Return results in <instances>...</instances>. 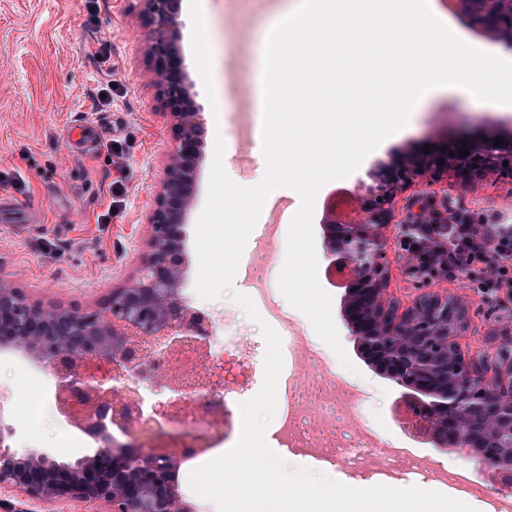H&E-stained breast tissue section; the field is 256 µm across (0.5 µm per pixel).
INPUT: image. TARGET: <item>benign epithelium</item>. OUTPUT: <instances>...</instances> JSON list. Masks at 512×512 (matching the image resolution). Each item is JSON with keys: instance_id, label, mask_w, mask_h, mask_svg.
<instances>
[{"instance_id": "obj_1", "label": "benign epithelium", "mask_w": 512, "mask_h": 512, "mask_svg": "<svg viewBox=\"0 0 512 512\" xmlns=\"http://www.w3.org/2000/svg\"><path fill=\"white\" fill-rule=\"evenodd\" d=\"M150 27L145 60L158 97L169 111L174 143L146 215L148 254L125 285L98 306L75 311L34 303L0 277V347L21 346L49 368L59 414L94 445L76 464L47 453L19 452L0 424V487L46 503L85 502L107 512H195L175 487L186 458L157 440L147 448L122 439L180 422L179 407L197 411L224 405L223 377H211L199 394L183 393L173 372L187 349L212 357L211 318L183 294L188 231L185 211L197 177L205 120L190 93L177 52L180 0H143ZM460 7L512 49V0H459ZM444 164H437L438 159ZM423 155L386 177L369 171L364 194H331L324 207V277L345 284L356 334L389 376L406 389L398 398L424 426L423 440L475 457L479 469L512 490V329L499 334L493 354L465 355L458 333L468 327L465 304L423 292L403 308L388 293L393 203L428 173L454 170L471 176L512 177V146L484 139L469 154ZM508 165H503V162ZM441 214H418L398 228L415 234L422 224H446Z\"/></svg>"}]
</instances>
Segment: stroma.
Listing matches in <instances>:
<instances>
[{
	"instance_id": "obj_1",
	"label": "stroma",
	"mask_w": 512,
	"mask_h": 512,
	"mask_svg": "<svg viewBox=\"0 0 512 512\" xmlns=\"http://www.w3.org/2000/svg\"><path fill=\"white\" fill-rule=\"evenodd\" d=\"M294 0H201L211 54L216 98L214 115L191 51L190 0H181L180 46L189 78L206 120L205 146L193 205L195 224L202 211L216 137L225 142L224 166L238 184L252 186L264 175L265 161L239 162V152L254 146L262 114L249 111L254 69L263 29L275 12ZM142 0H0V199L12 211L0 215V276L11 280L31 301L86 309L119 287L146 250L144 219L150 210L173 142L172 123L157 100L153 77L144 63L150 33L143 24ZM512 140V105L492 107L451 93L427 98L404 130L386 138L353 176L333 188H353L373 166L392 169L410 154H439L475 139ZM120 182L121 208L111 223H98L112 200L110 185ZM464 213L487 224H512V179L489 176L467 182L438 176L411 185L394 203L396 222L409 213ZM390 295L408 305L426 288L460 298L469 310V327L458 338L469 356L481 355L490 339L512 327V295L485 300L468 278L424 277L388 229ZM286 232L270 239L251 233L234 286L253 295L263 286L265 304L281 308L277 279L284 264ZM332 315L351 361L343 366L332 350L313 336L299 311L289 317L336 380V413L357 430L374 432L382 445L396 446L399 433L389 409L400 387L372 358L346 323L345 291L331 289ZM193 306L207 309L217 334L231 345L251 347L263 365L266 343L256 324L230 296L205 300L195 290ZM47 369L20 351H0V419L10 425L11 447L40 450L72 462L89 453V440L49 411ZM269 424L266 442L289 469L306 468L355 488L413 485L464 501H481L478 512H500L493 485L473 493L458 471L474 462L463 453L432 445L416 447L425 465L394 460L375 466L373 450L343 453L327 461L282 447Z\"/></svg>"
}]
</instances>
